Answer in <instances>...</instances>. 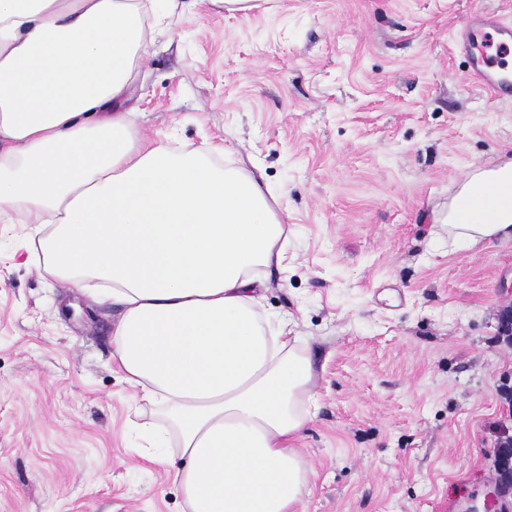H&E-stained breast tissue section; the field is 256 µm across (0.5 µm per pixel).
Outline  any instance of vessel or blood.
Listing matches in <instances>:
<instances>
[{
  "mask_svg": "<svg viewBox=\"0 0 512 512\" xmlns=\"http://www.w3.org/2000/svg\"><path fill=\"white\" fill-rule=\"evenodd\" d=\"M460 53L469 55V74L492 95L512 91V25L492 15L467 17L457 34Z\"/></svg>",
  "mask_w": 512,
  "mask_h": 512,
  "instance_id": "b4317fda",
  "label": "vessel or blood"
}]
</instances>
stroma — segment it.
Here are the masks:
<instances>
[{
	"label": "stroma",
	"instance_id": "35a3bbf8",
	"mask_svg": "<svg viewBox=\"0 0 512 512\" xmlns=\"http://www.w3.org/2000/svg\"><path fill=\"white\" fill-rule=\"evenodd\" d=\"M474 13L512 23V0H178L145 22L135 134L225 145L284 194L288 266L261 294L313 372L295 512H448L512 432V241L432 237L462 170L512 158V98L453 49ZM37 223H0V512H181L112 359L121 309L21 265Z\"/></svg>",
	"mask_w": 512,
	"mask_h": 512
}]
</instances>
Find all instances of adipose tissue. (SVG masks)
Listing matches in <instances>:
<instances>
[{"label":"adipose tissue","instance_id":"ef3b65f1","mask_svg":"<svg viewBox=\"0 0 512 512\" xmlns=\"http://www.w3.org/2000/svg\"><path fill=\"white\" fill-rule=\"evenodd\" d=\"M148 10L0 0V222L25 204L51 227L41 271L121 307L113 357L156 410L142 430L187 512H293L311 368L287 321L262 313L258 278L285 258L283 208L245 163L213 165V145H146L129 128ZM449 204L434 211L449 249L512 238V160Z\"/></svg>","mask_w":512,"mask_h":512}]
</instances>
